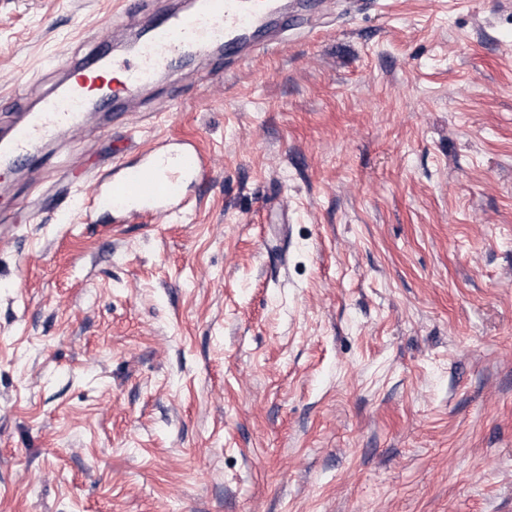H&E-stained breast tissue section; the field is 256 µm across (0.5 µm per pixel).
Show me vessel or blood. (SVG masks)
Returning <instances> with one entry per match:
<instances>
[{
	"mask_svg": "<svg viewBox=\"0 0 512 512\" xmlns=\"http://www.w3.org/2000/svg\"><path fill=\"white\" fill-rule=\"evenodd\" d=\"M298 0H191L189 8H169L138 29L118 50H97L74 60L66 78L38 95L9 132L0 133V176L25 172L40 185L47 172L45 149L63 132H91L90 118H113L160 78L178 72L183 62L223 53L242 61L259 47L279 41L275 27L305 23ZM209 167L192 144L161 139L139 161L121 163L94 175L92 191L77 205L87 219L120 224L145 218L179 216L190 210L191 186Z\"/></svg>",
	"mask_w": 512,
	"mask_h": 512,
	"instance_id": "b4317fda",
	"label": "vessel or blood"
}]
</instances>
